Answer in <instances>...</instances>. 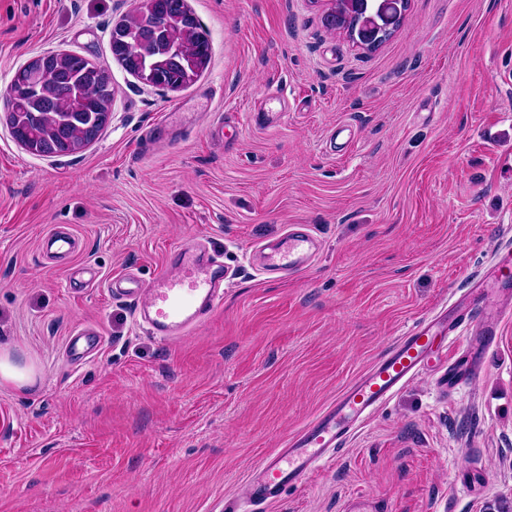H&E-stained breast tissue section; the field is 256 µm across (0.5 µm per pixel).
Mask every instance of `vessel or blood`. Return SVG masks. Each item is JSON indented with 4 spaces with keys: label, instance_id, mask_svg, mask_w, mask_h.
Listing matches in <instances>:
<instances>
[{
    "label": "vessel or blood",
    "instance_id": "obj_1",
    "mask_svg": "<svg viewBox=\"0 0 512 512\" xmlns=\"http://www.w3.org/2000/svg\"><path fill=\"white\" fill-rule=\"evenodd\" d=\"M318 252L316 237L294 225L278 247L262 252L260 269L292 275L305 269ZM229 275L221 252L187 243L173 250L150 280L120 274L112 277L107 288L137 302L136 319L153 336L172 340L201 324L214 310ZM497 296L512 297V251L508 249L472 278L466 306L414 325L291 436L285 448L267 456L249 480L250 500L259 505L270 503L286 487L303 484L322 461L346 445L376 409L417 378L432 359L436 344H447L462 325L473 322L477 310ZM100 344L97 330L83 327L67 337L64 351L70 362L77 363ZM488 345L486 329L477 328L466 355L445 367L441 386L451 389L472 380Z\"/></svg>",
    "mask_w": 512,
    "mask_h": 512
}]
</instances>
